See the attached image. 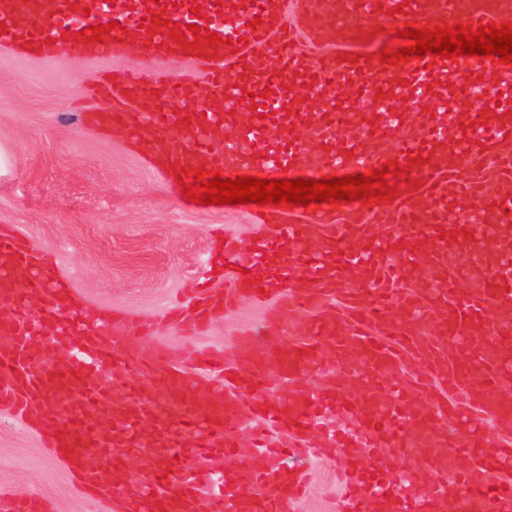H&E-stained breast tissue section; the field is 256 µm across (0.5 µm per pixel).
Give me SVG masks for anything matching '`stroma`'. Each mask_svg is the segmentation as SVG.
<instances>
[{"label":"stroma","instance_id":"1","mask_svg":"<svg viewBox=\"0 0 512 512\" xmlns=\"http://www.w3.org/2000/svg\"><path fill=\"white\" fill-rule=\"evenodd\" d=\"M91 69L64 53L51 66L0 59V225L15 226L71 275L80 304L134 325L153 321L157 336L173 342L176 331L163 315L201 267L221 263L214 229L249 245L261 233L251 219L257 206L191 211L125 138L86 127L76 92ZM308 319L272 297L247 300L213 319L198 344L223 347L233 363L241 332L289 345L302 340ZM293 466L308 481L296 512H338L336 461ZM0 490L47 499L55 512H110L105 499L85 497L73 472L4 407Z\"/></svg>","mask_w":512,"mask_h":512}]
</instances>
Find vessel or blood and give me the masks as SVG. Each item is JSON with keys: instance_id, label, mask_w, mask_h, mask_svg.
<instances>
[{"instance_id": "vessel-or-blood-1", "label": "vessel or blood", "mask_w": 512, "mask_h": 512, "mask_svg": "<svg viewBox=\"0 0 512 512\" xmlns=\"http://www.w3.org/2000/svg\"><path fill=\"white\" fill-rule=\"evenodd\" d=\"M153 14L160 23L143 29ZM455 16L475 29L512 22V0H54L50 12L44 0H0V47L110 63L92 91L113 106L83 121L125 131L167 181L179 167L189 185L200 170L318 180L395 162L411 165L413 179L383 202L270 205L253 217L267 230L253 248L217 242L241 272L221 294L210 271L196 277L168 311L179 336L198 337L215 314L265 301L271 288L286 308L314 313L301 344L238 337L235 368L222 352H183L150 327L134 334L123 317L75 306L54 262L0 226V308L10 312L0 320V405L35 422L61 462L108 471L123 512H292L302 481L283 461L319 447L342 458L340 512H375L377 502L384 512H429L437 499L455 512H512V448L488 452L480 431L490 416L512 435V220L502 210L512 197V64L433 55L384 64L372 51L385 29L443 27ZM167 21L183 27L182 39L165 34ZM108 23L100 41L82 34ZM195 24L222 45L195 41ZM133 52L140 61L130 66ZM329 76L352 97L342 124L318 125L309 116L326 104ZM457 81L501 99L475 111L455 100ZM201 88L205 108L195 103ZM247 91L259 99L245 111ZM158 96L173 99L163 125ZM187 125L189 143L179 135ZM474 153L485 174L464 165ZM473 213L479 234L459 240L454 224ZM36 296L43 306L28 327ZM488 335L508 354L487 351ZM322 345L341 372L312 389L303 377ZM61 346L65 388L44 366ZM182 356L208 376L206 390L185 379ZM117 363L124 374L113 373ZM129 372L144 383L130 384ZM281 385L287 399L272 398ZM451 417L468 428L454 449L470 460L454 472L434 445ZM192 452L246 469L247 491L183 467L178 455Z\"/></svg>"}]
</instances>
